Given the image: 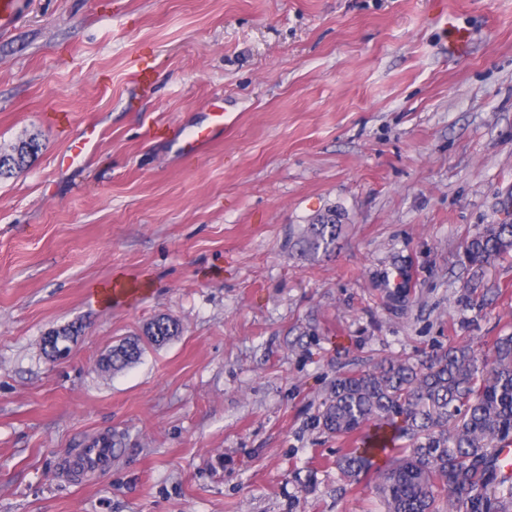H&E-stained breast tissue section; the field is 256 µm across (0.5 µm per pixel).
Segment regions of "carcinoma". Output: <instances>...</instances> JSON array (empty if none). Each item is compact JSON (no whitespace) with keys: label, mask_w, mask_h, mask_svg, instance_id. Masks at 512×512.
I'll return each mask as SVG.
<instances>
[{"label":"carcinoma","mask_w":512,"mask_h":512,"mask_svg":"<svg viewBox=\"0 0 512 512\" xmlns=\"http://www.w3.org/2000/svg\"><path fill=\"white\" fill-rule=\"evenodd\" d=\"M37 149L34 136L0 147V178L23 170ZM339 222L334 212L317 218L304 236L306 246L331 248ZM462 249L469 265L490 266L512 254V224H488ZM179 333V324L164 315L143 331L155 346ZM142 353L141 339L127 338L112 350L106 371H120ZM317 423L345 437L367 425L376 428L363 448L344 453L336 467L353 485L371 471L375 453H388L376 483L382 512H512V469L499 463L501 450L512 447L511 334L496 338L489 361L455 346L426 360H389L340 376ZM386 427L408 444L390 445Z\"/></svg>","instance_id":"carcinoma-1"}]
</instances>
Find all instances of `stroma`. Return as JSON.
Listing matches in <instances>:
<instances>
[{
  "instance_id": "stroma-1",
  "label": "stroma",
  "mask_w": 512,
  "mask_h": 512,
  "mask_svg": "<svg viewBox=\"0 0 512 512\" xmlns=\"http://www.w3.org/2000/svg\"><path fill=\"white\" fill-rule=\"evenodd\" d=\"M16 2L0 144L41 149L0 178V512H377L317 424L331 382L512 334V256L460 248L512 222V0ZM159 315L179 336L98 369ZM104 434L110 471L60 474ZM224 129V112H209L205 124L199 125L174 143L175 152L184 158H189L203 149L214 137V134ZM340 219L336 212L321 215L309 227L304 236V242L311 251L328 250L336 242Z\"/></svg>"
}]
</instances>
